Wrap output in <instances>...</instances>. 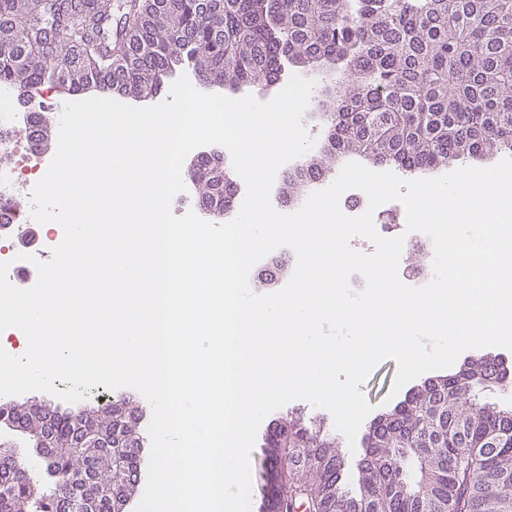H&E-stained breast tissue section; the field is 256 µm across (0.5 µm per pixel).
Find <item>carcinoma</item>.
Instances as JSON below:
<instances>
[{
    "label": "carcinoma",
    "mask_w": 512,
    "mask_h": 512,
    "mask_svg": "<svg viewBox=\"0 0 512 512\" xmlns=\"http://www.w3.org/2000/svg\"><path fill=\"white\" fill-rule=\"evenodd\" d=\"M334 70V92L310 97L325 127L319 154L288 174V199L339 158L433 172L469 156L512 152V0H0V83L19 105L47 85L115 99L149 98L177 67L231 88L280 80L286 63ZM48 124L25 131L45 141ZM198 159L197 202L237 190ZM512 387L503 357L410 392L374 424L367 452L346 462L336 437L301 415L265 433L268 512H512V408L476 404L482 385ZM0 467V512H114L135 485L142 411L125 397L77 413L22 408ZM358 472L352 486L349 471Z\"/></svg>",
    "instance_id": "carcinoma-1"
}]
</instances>
